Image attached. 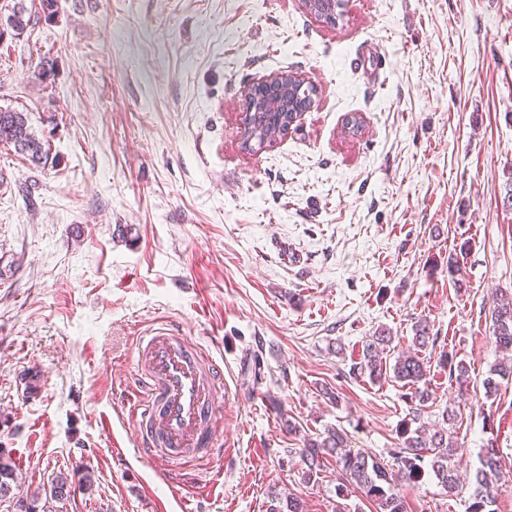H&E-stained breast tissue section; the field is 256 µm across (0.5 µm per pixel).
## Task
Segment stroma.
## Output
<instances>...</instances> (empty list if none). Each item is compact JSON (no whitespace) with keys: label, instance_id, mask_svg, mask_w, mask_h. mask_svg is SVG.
Listing matches in <instances>:
<instances>
[{"label":"stroma","instance_id":"1","mask_svg":"<svg viewBox=\"0 0 512 512\" xmlns=\"http://www.w3.org/2000/svg\"><path fill=\"white\" fill-rule=\"evenodd\" d=\"M343 3L332 27L303 0H58L0 44V106L49 150L36 168L0 142V457L15 465L0 512L185 496L193 512H266L276 491L335 512L338 469L304 482L302 439L338 427L390 460L403 390L348 371L377 329L404 347L421 319L425 357L469 368L465 392L436 374L424 411L456 408L464 486L399 482L407 512H467L488 439L512 472V381L491 399L482 386L502 357L489 310L512 289V0ZM288 71L314 82L313 107L243 151L244 86ZM353 115L365 129L343 135ZM166 324L224 368L220 478L113 450L137 338Z\"/></svg>","mask_w":512,"mask_h":512}]
</instances>
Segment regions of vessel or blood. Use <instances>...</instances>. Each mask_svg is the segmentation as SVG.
<instances>
[{
    "mask_svg": "<svg viewBox=\"0 0 512 512\" xmlns=\"http://www.w3.org/2000/svg\"><path fill=\"white\" fill-rule=\"evenodd\" d=\"M137 352L144 408L134 415L136 457L180 464L213 458L222 375L212 357L169 327L141 337Z\"/></svg>",
    "mask_w": 512,
    "mask_h": 512,
    "instance_id": "1",
    "label": "vessel or blood"
}]
</instances>
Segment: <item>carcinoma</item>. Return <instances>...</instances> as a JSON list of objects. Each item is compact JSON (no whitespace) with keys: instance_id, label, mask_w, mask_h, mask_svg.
<instances>
[{"instance_id":"1","label":"carcinoma","mask_w":512,"mask_h":512,"mask_svg":"<svg viewBox=\"0 0 512 512\" xmlns=\"http://www.w3.org/2000/svg\"><path fill=\"white\" fill-rule=\"evenodd\" d=\"M31 24V14L24 0H5L0 4V42L8 36L21 35ZM253 130L259 133L251 138L244 131L243 141L253 140L244 147L248 152L261 150L271 145L277 135V128L270 127L262 118L253 121ZM0 141L10 143L15 150L23 154L33 166H40L47 155L44 143L37 138L28 125L27 114L16 109L0 106ZM493 336L496 346L504 352L512 350V292H500L494 300L491 310ZM431 329L426 320L416 323L413 336L407 349L391 354L392 336L379 332L365 343L359 354V360L353 362L349 374L355 378L368 376L373 383L395 382L406 390L402 398L410 404V418L403 420L399 434L403 439L402 447L393 451V464L388 465L365 452L355 450L348 444L347 434L332 429L321 440L306 438L300 448V456L305 465L304 480L309 482L321 469L326 457L335 459L347 482L355 486L360 493L379 508V512H406L405 503L394 492L395 481L402 479L416 482L426 474L433 475L448 492V496L457 495L458 478L451 465L457 444L443 425L457 418L454 410L444 409L441 413L442 426L429 430L421 422L419 408L436 400L431 387L430 360L420 356L430 344ZM394 356V363L388 364V356ZM436 367L448 373L449 380L458 384V389L469 386V370L463 361L448 351L437 356ZM512 377V362L509 365H497L483 380L485 394L493 396L500 390V381ZM504 473L499 449L495 440L489 439L483 448L480 468L476 471L474 491L468 512H494L492 506L503 489ZM267 512H303L299 497L289 494L281 497L271 496Z\"/></svg>"}]
</instances>
